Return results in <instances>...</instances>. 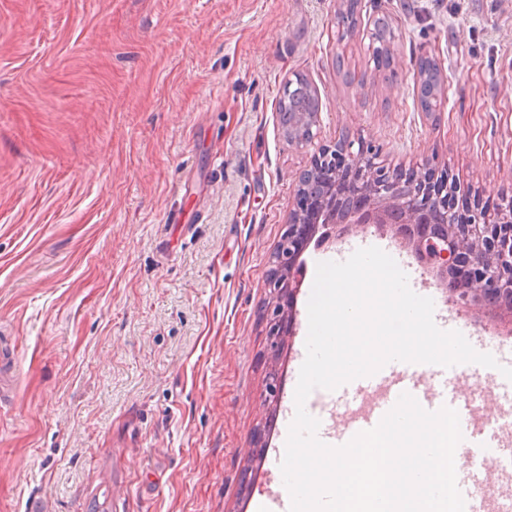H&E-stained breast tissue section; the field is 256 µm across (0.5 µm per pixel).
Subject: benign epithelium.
<instances>
[{
    "instance_id": "1",
    "label": "benign epithelium",
    "mask_w": 512,
    "mask_h": 512,
    "mask_svg": "<svg viewBox=\"0 0 512 512\" xmlns=\"http://www.w3.org/2000/svg\"><path fill=\"white\" fill-rule=\"evenodd\" d=\"M377 158L378 152L362 146L355 153L323 149L312 156L300 182L321 170L338 175L339 196L350 206L333 222L392 228L399 243L435 273L448 296L499 312L511 334L512 208L493 214L483 209L461 212L454 205L457 190L448 179L434 180L425 173L407 176ZM334 205L327 196L296 194L287 229L269 257L265 316L275 351L296 324L294 301L300 281L294 271L316 228L304 223V216Z\"/></svg>"
}]
</instances>
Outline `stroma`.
<instances>
[{
	"instance_id": "stroma-1",
	"label": "stroma",
	"mask_w": 512,
	"mask_h": 512,
	"mask_svg": "<svg viewBox=\"0 0 512 512\" xmlns=\"http://www.w3.org/2000/svg\"><path fill=\"white\" fill-rule=\"evenodd\" d=\"M345 3L0 0V512H244L276 486L267 379L294 395L311 287L274 352L266 278L321 148L512 199V0H361L350 32ZM297 74L303 144L278 118ZM376 39L380 43V46L375 51L374 62L378 68H388L390 66L392 56L387 44L391 42L392 35L389 25L385 20L378 21L377 23ZM420 107L425 112H432L437 106L441 94V75L438 64L432 57H424L419 63ZM319 110L318 93L304 78L298 77L295 82H288V85L283 88V96L279 100L278 112L282 113L280 119L282 129L289 137L309 139L312 127L317 122ZM303 117L305 122L299 125Z\"/></svg>"
}]
</instances>
